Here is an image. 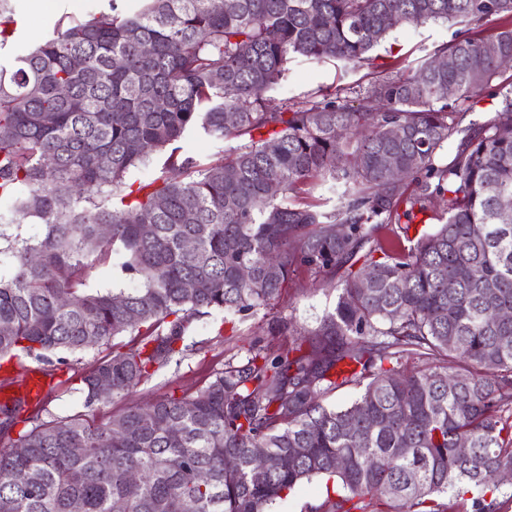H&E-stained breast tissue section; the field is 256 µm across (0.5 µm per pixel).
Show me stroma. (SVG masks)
I'll return each instance as SVG.
<instances>
[{
  "label": "stroma",
  "mask_w": 512,
  "mask_h": 512,
  "mask_svg": "<svg viewBox=\"0 0 512 512\" xmlns=\"http://www.w3.org/2000/svg\"><path fill=\"white\" fill-rule=\"evenodd\" d=\"M108 0H53V7L40 18L35 28H17L12 38L0 47V65L13 57L34 50L53 33L58 21L85 20L107 10ZM456 32L447 22H428L415 27H398L372 53L371 64L348 69L332 62L294 61L281 83L269 91L272 104L289 99L340 94L355 101L377 79L402 72L406 64L418 63L448 41ZM336 277L318 273L304 265L296 266L281 298L267 310L227 323L223 313L215 312L191 323L185 335V349L170 363L132 392L106 404L86 407L81 380L97 362L109 354L111 346L89 349L68 356L55 372L54 384L46 392L45 406L54 414L85 415L99 420L123 413L172 394H191L223 369L229 359H241L252 344H260L271 355L278 354L291 341L289 328L310 333L323 317L334 312L338 300ZM329 497L326 481L317 477L277 500L270 512H318Z\"/></svg>",
  "instance_id": "obj_1"
}]
</instances>
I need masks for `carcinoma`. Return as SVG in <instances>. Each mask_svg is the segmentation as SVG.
Here are the masks:
<instances>
[{
	"label": "carcinoma",
	"instance_id": "obj_1",
	"mask_svg": "<svg viewBox=\"0 0 512 512\" xmlns=\"http://www.w3.org/2000/svg\"><path fill=\"white\" fill-rule=\"evenodd\" d=\"M124 2L0 66V199L45 225L25 238L0 216L10 263L0 365L20 355L64 364L137 333L140 344L82 379L92 407L167 367L192 320L269 308L298 263L340 274V293L317 331L273 357L251 346L193 395L100 421L0 403L1 430L30 424L14 444L24 454L0 452V512H267L322 476L343 490L327 512L362 510L367 499L393 512H452L468 493L470 512H500L495 477L512 470L502 416L512 406V320L487 316L512 309V206H501L512 200V97L480 124L462 125L456 107L490 95L499 57L512 56V0H143L130 12ZM390 15L485 28L455 33L355 106L339 95L267 103L292 61L364 65L392 31ZM12 16L0 0V47ZM448 56L451 68L434 66ZM192 128L244 143L201 165L174 147ZM454 139L452 160L438 163ZM168 147L159 174L127 191V173ZM328 180L343 187L338 206L299 198ZM428 220L438 227L409 237ZM108 265L138 286L87 287ZM101 376L112 379L107 396ZM347 385L360 388L351 405L322 404ZM256 448L271 455L260 460ZM295 448L303 453L279 466ZM227 457L237 468H224Z\"/></svg>",
	"mask_w": 512,
	"mask_h": 512
}]
</instances>
